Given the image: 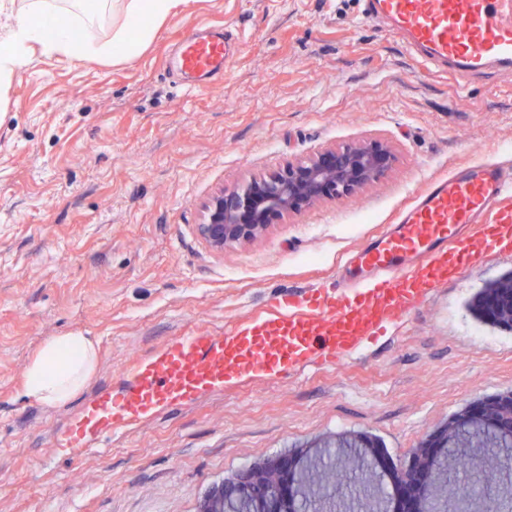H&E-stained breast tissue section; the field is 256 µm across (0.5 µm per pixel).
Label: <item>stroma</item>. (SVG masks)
I'll list each match as a JSON object with an SVG mask.
<instances>
[{
	"label": "stroma",
	"instance_id": "obj_1",
	"mask_svg": "<svg viewBox=\"0 0 512 512\" xmlns=\"http://www.w3.org/2000/svg\"><path fill=\"white\" fill-rule=\"evenodd\" d=\"M360 0H188L130 62L33 54L0 87V512H198L268 456L370 437L387 468L470 404L512 393V327L478 291L512 273L488 255L353 358L230 383L75 458L55 438L132 361L196 326L223 331L336 266L429 179L512 161V70L470 85L422 73L361 18ZM224 28L235 55L186 96L167 71L184 34ZM393 154L357 194L275 219L216 254L201 205L331 145ZM80 331L93 375L66 405L26 401L43 342Z\"/></svg>",
	"mask_w": 512,
	"mask_h": 512
}]
</instances>
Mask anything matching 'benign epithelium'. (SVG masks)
<instances>
[{"instance_id": "7a95c632", "label": "benign epithelium", "mask_w": 512, "mask_h": 512, "mask_svg": "<svg viewBox=\"0 0 512 512\" xmlns=\"http://www.w3.org/2000/svg\"><path fill=\"white\" fill-rule=\"evenodd\" d=\"M387 148L376 142L325 149L265 179L223 190L203 205L196 225L202 244L218 254L244 239L261 236L271 220L315 205L326 197L350 195L385 171ZM484 319L512 323V277L479 298ZM339 462V487L320 492L328 468L324 449L285 452L239 471L213 486L198 512H512V393L476 403L432 434L396 472L405 486H417L410 507L388 496L367 461L377 456L367 438L348 437ZM467 455L475 467L476 495L459 482L457 461Z\"/></svg>"}]
</instances>
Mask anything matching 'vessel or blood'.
I'll return each instance as SVG.
<instances>
[{
  "label": "vessel or blood",
  "instance_id": "1",
  "mask_svg": "<svg viewBox=\"0 0 512 512\" xmlns=\"http://www.w3.org/2000/svg\"><path fill=\"white\" fill-rule=\"evenodd\" d=\"M364 20L404 44L425 71L468 84L492 66L512 69V0H362ZM233 58L227 37L181 41L187 94L202 92ZM512 250V167L469 162L431 178L390 224L351 252L331 287L276 296L267 310L218 335L171 337L137 360L125 384L94 398L56 441L74 456L162 410L229 380L283 377L314 361L346 360L370 336L409 316L481 255Z\"/></svg>",
  "mask_w": 512,
  "mask_h": 512
}]
</instances>
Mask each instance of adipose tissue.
<instances>
[{"label": "adipose tissue", "instance_id": "ef3b65f1", "mask_svg": "<svg viewBox=\"0 0 512 512\" xmlns=\"http://www.w3.org/2000/svg\"><path fill=\"white\" fill-rule=\"evenodd\" d=\"M123 22L113 25L109 37L97 33L105 4L69 0L66 7L83 36L57 22L58 0H23L12 13L11 23L0 27V79L23 65L33 51L68 61H129L160 30L169 16L187 0H121ZM97 348L81 332L47 339L29 364L24 381L26 399L57 407L76 395L93 374Z\"/></svg>", "mask_w": 512, "mask_h": 512}]
</instances>
